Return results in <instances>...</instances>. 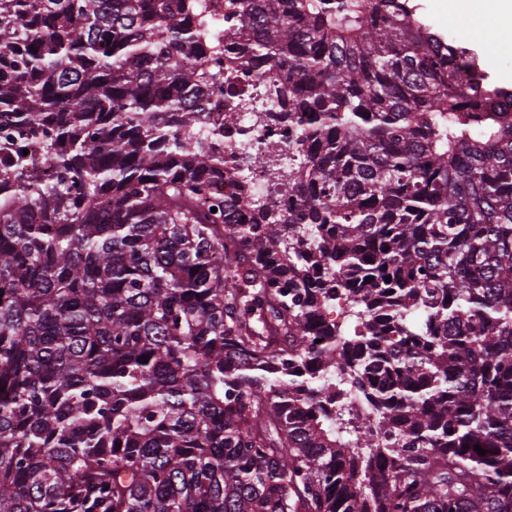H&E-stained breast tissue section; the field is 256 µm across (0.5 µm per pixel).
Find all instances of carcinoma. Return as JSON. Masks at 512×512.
<instances>
[{
  "label": "carcinoma",
  "instance_id": "obj_1",
  "mask_svg": "<svg viewBox=\"0 0 512 512\" xmlns=\"http://www.w3.org/2000/svg\"><path fill=\"white\" fill-rule=\"evenodd\" d=\"M224 38L223 74L194 0H0L42 148L0 159V512H512V91L411 0H232ZM259 63L224 127L272 190L226 199L209 91ZM253 148L258 150H265L266 146L269 142L277 141L283 147L288 149V140H292L293 142L296 139V133L294 131L288 132L287 128L276 129L265 125H255L253 127Z\"/></svg>",
  "mask_w": 512,
  "mask_h": 512
}]
</instances>
